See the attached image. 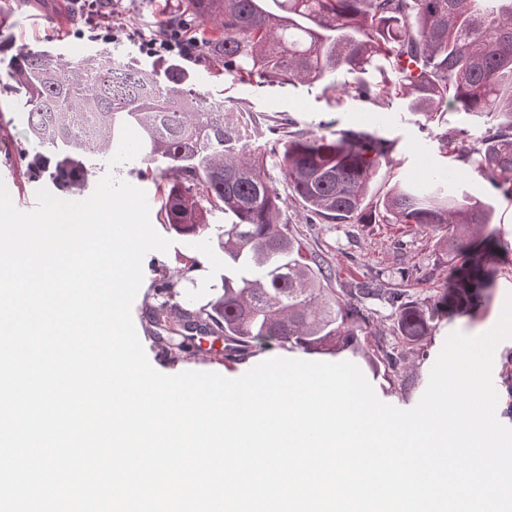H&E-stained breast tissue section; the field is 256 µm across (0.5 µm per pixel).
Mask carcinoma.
Wrapping results in <instances>:
<instances>
[{
    "mask_svg": "<svg viewBox=\"0 0 512 512\" xmlns=\"http://www.w3.org/2000/svg\"><path fill=\"white\" fill-rule=\"evenodd\" d=\"M190 26L206 60L232 81L307 84L323 92L379 105L403 97L431 117L464 115L479 128L449 126L439 134L445 154L469 164L505 196H512V0H177L157 8L154 27ZM25 98L24 124L56 160L104 154L127 129L139 133L142 161L172 173L159 217L182 236L212 229L224 213L223 293L198 308L168 299L146 310L151 337L184 352L193 334L220 332L230 357L279 346L363 354L374 373L396 389L398 357L375 335L362 303L378 299L393 310L396 335L428 336L439 315L468 314L489 299L504 244L485 232L491 210L455 189L453 172L436 171L421 187L394 183L380 201L389 224H413L436 240L448 283L429 308L409 290L358 282L339 295L327 262L306 255L288 224L287 203L265 156L228 149L244 128L218 101L185 84L179 64L165 79L127 64L93 58L68 61L50 53H21L0 87ZM392 141L350 130L288 135L277 152L291 194L327 224H370L372 180L389 161Z\"/></svg>",
    "mask_w": 512,
    "mask_h": 512,
    "instance_id": "1",
    "label": "carcinoma"
}]
</instances>
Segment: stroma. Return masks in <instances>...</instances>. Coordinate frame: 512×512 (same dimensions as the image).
I'll use <instances>...</instances> for the list:
<instances>
[{"label":"stroma","instance_id":"stroma-1","mask_svg":"<svg viewBox=\"0 0 512 512\" xmlns=\"http://www.w3.org/2000/svg\"><path fill=\"white\" fill-rule=\"evenodd\" d=\"M41 8L27 6L15 11L0 27V70L21 53L24 45L38 43L48 50L54 40L68 42L74 56L92 54L108 57L119 52L124 61L155 75H162L167 61L143 54L134 39L107 43L89 36L73 35V27H88L90 12H81L77 19L54 20L35 26ZM188 81L195 90L223 101L227 111L246 105L256 120L251 129V148L265 147L267 120L280 117L292 120L297 131L308 133L321 125L336 130H354L381 135L394 140L391 160L383 165L374 179L369 197L378 201L395 181L420 179L423 169L448 167L456 175L457 185L472 196L494 208L489 229L504 242L512 244V199L506 198L473 168L447 157L436 138L441 127L427 116L410 109L407 103L381 108L354 98L339 100L323 96L320 89L302 84L233 83L214 73L207 61L186 63ZM25 100L17 93H0V181L4 182L14 205L26 210L38 189L54 190L49 174L28 175L29 156L42 153L43 144L26 134L23 123ZM125 146L110 149L103 155H90L83 164L91 172L86 182L67 192V199L80 201L89 197L105 175L142 188L152 196L170 176L161 165L131 160L128 145L138 139L136 130H128ZM280 194L288 198V222L292 224L306 252L321 255L333 269L332 286L350 287L358 281L377 279L394 287L401 279L415 281L412 290L415 301L424 303L433 298L436 289L448 280L447 266L438 264L435 241L415 228L402 224H326L312 216L297 200L289 198L285 182H277ZM224 272V250L216 235L185 238L174 237L168 252H151L143 260V281L132 303L131 314L138 338L151 365L159 372L175 375L183 371H204L235 374L256 364L255 358L243 360L227 357L224 338L217 334L198 335L191 341L188 352L173 355L154 342L146 330L145 311L158 298L157 287L174 283L175 303L181 306L201 305L216 294ZM512 292V262L501 266L496 286L489 300L475 310L473 316H451L437 321L431 334L421 345L399 344L401 374L409 383L408 393L384 395L385 401L401 409L413 408L425 392L431 368L446 338L454 332L470 336L483 334L496 323L508 293Z\"/></svg>","mask_w":512,"mask_h":512}]
</instances>
